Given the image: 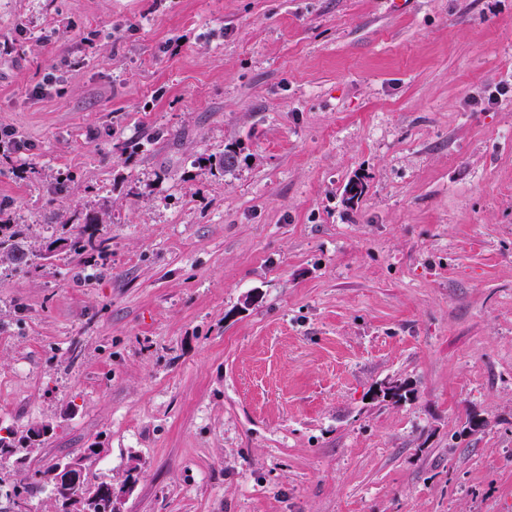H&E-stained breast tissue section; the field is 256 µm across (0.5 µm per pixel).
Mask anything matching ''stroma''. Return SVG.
I'll return each instance as SVG.
<instances>
[{"instance_id": "1", "label": "stroma", "mask_w": 512, "mask_h": 512, "mask_svg": "<svg viewBox=\"0 0 512 512\" xmlns=\"http://www.w3.org/2000/svg\"><path fill=\"white\" fill-rule=\"evenodd\" d=\"M1 126L0 512L93 447L125 512H512V0H0ZM98 220L95 223L84 225L82 229L72 235L69 240L68 249L76 256H82L89 250L102 249L105 240H97L95 232L99 231L97 228ZM8 224H0V258L6 257L12 261L15 265H24L31 267L35 271L37 266L30 265L26 259V254L21 248L14 242V235L3 236V227Z\"/></svg>"}]
</instances>
